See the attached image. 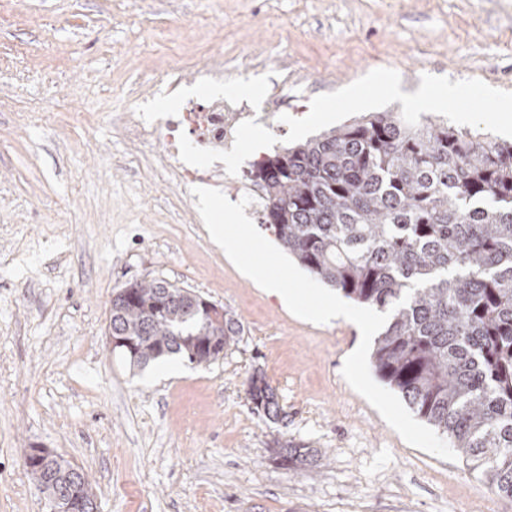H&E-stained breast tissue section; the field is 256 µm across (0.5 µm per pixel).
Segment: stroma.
Listing matches in <instances>:
<instances>
[{"instance_id": "stroma-1", "label": "stroma", "mask_w": 512, "mask_h": 512, "mask_svg": "<svg viewBox=\"0 0 512 512\" xmlns=\"http://www.w3.org/2000/svg\"><path fill=\"white\" fill-rule=\"evenodd\" d=\"M204 64L225 79L198 82ZM439 82L469 92L440 109L450 125L512 140L493 119L512 0H0V512H48L29 448L81 468L98 512H512L463 459L406 443L341 374L359 328L298 318L241 273L152 169L161 143L121 121L258 84L251 109L275 118L241 132L230 197L254 160L358 117L351 91L418 115ZM153 280L238 322L223 357L139 369L112 350L114 293ZM263 384V386H259L257 382ZM249 395L256 406V410L259 412L263 411L265 415L277 416L279 406L276 400V395L274 389L271 385L265 380L264 377L253 375L249 381Z\"/></svg>"}]
</instances>
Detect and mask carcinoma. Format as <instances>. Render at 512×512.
I'll return each instance as SVG.
<instances>
[{
	"mask_svg": "<svg viewBox=\"0 0 512 512\" xmlns=\"http://www.w3.org/2000/svg\"><path fill=\"white\" fill-rule=\"evenodd\" d=\"M263 223L316 279L389 313L372 354L377 376L512 500V141L442 118L370 112L255 162ZM427 280L412 288L415 281ZM112 333L141 366L212 362L238 333L199 296L164 281L127 285ZM408 302L397 303L405 294ZM256 410L278 414L264 377ZM30 475L48 502L63 485Z\"/></svg>",
	"mask_w": 512,
	"mask_h": 512,
	"instance_id": "cac0c4a2",
	"label": "carcinoma"
}]
</instances>
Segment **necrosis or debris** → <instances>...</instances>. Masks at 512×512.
Instances as JSON below:
<instances>
[{
  "mask_svg": "<svg viewBox=\"0 0 512 512\" xmlns=\"http://www.w3.org/2000/svg\"><path fill=\"white\" fill-rule=\"evenodd\" d=\"M255 118L246 103L227 97L209 100L199 108L185 105L159 124L146 121L138 112L124 113L123 122L128 138L144 145L159 139L165 142L161 166L178 187L206 184L220 189L224 186V156L231 153L240 132ZM188 147L209 156L210 166L185 165L182 157Z\"/></svg>",
  "mask_w": 512,
  "mask_h": 512,
  "instance_id": "4bbe7bcc",
  "label": "necrosis or debris"
}]
</instances>
